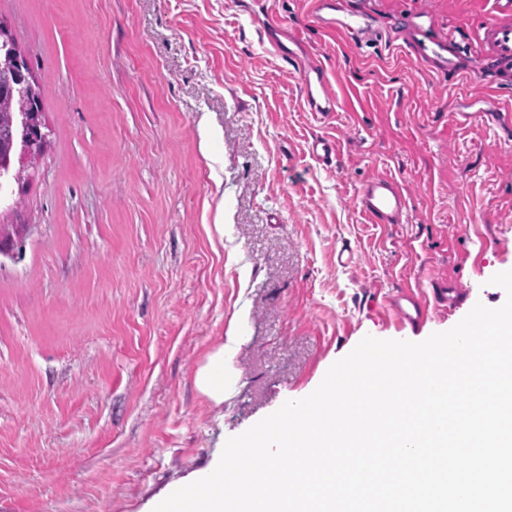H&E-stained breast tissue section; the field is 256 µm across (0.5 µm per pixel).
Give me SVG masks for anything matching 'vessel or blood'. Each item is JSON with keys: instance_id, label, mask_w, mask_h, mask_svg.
Returning a JSON list of instances; mask_svg holds the SVG:
<instances>
[{"instance_id": "obj_1", "label": "vessel or blood", "mask_w": 512, "mask_h": 512, "mask_svg": "<svg viewBox=\"0 0 512 512\" xmlns=\"http://www.w3.org/2000/svg\"><path fill=\"white\" fill-rule=\"evenodd\" d=\"M367 0H356L347 6L344 0H313L317 24L326 30L344 34L353 43L367 45L382 39ZM497 18L479 31L470 51L475 70H489L499 79L502 88L512 87V0H495ZM412 36L411 48L420 60L432 63L435 71L456 76L460 71L457 48L452 38L435 33L432 17L422 12L409 14L401 25ZM290 60L301 62L300 80L303 103L308 111L319 115L333 112L336 91L329 81L323 63L303 44L288 49ZM357 203L372 224L404 223L408 200L403 188L392 178L375 176L360 189ZM468 298L467 292L437 278L430 291L411 288L398 292L390 301L395 320L404 326L424 323L432 314L447 313Z\"/></svg>"}]
</instances>
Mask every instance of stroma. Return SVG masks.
I'll use <instances>...</instances> for the list:
<instances>
[{
    "mask_svg": "<svg viewBox=\"0 0 512 512\" xmlns=\"http://www.w3.org/2000/svg\"><path fill=\"white\" fill-rule=\"evenodd\" d=\"M429 12L462 46L494 0H373ZM42 87L48 141L0 203V512H145L223 438L310 395L365 336L408 340L500 307L512 270V129L492 77L437 74L402 41L353 44L312 0H0ZM324 61L338 110L304 111L295 64ZM339 153L315 161L309 142ZM408 221L371 224L373 174ZM351 244L350 266L336 251ZM448 278L469 300L418 328L387 301ZM238 341L224 403L194 374ZM360 211L371 224H404L408 211L407 195L392 178L374 176L357 196Z\"/></svg>",
    "mask_w": 512,
    "mask_h": 512,
    "instance_id": "stroma-1",
    "label": "stroma"
}]
</instances>
